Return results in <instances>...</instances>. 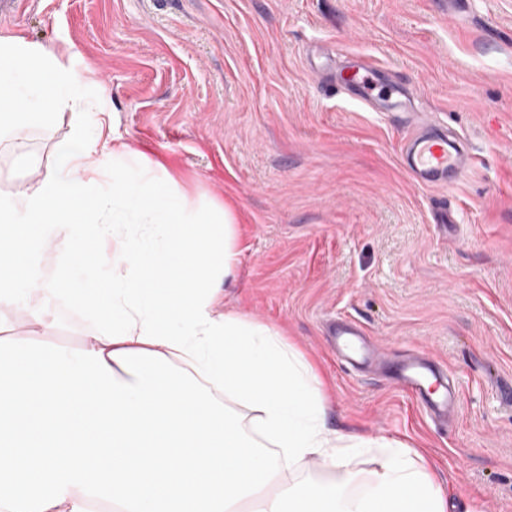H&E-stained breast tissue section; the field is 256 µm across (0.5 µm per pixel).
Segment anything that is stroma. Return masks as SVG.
<instances>
[{
    "mask_svg": "<svg viewBox=\"0 0 512 512\" xmlns=\"http://www.w3.org/2000/svg\"><path fill=\"white\" fill-rule=\"evenodd\" d=\"M52 47L112 114V134L162 161L194 208L230 202L239 262L224 311L281 328L326 382L329 428L424 453L449 512H512V0H29L0 17ZM367 58L422 121L475 162L414 183L391 112L333 92ZM76 118L24 120L51 161ZM0 136V194L33 183ZM452 227L434 223L440 207ZM0 306L17 343L81 350L101 328L63 299ZM346 316L397 361L426 350L461 391L434 423L387 379L345 370L324 323Z\"/></svg>",
    "mask_w": 512,
    "mask_h": 512,
    "instance_id": "stroma-1",
    "label": "stroma"
}]
</instances>
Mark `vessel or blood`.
<instances>
[{"instance_id": "obj_1", "label": "vessel or blood", "mask_w": 512, "mask_h": 512, "mask_svg": "<svg viewBox=\"0 0 512 512\" xmlns=\"http://www.w3.org/2000/svg\"><path fill=\"white\" fill-rule=\"evenodd\" d=\"M380 78L381 70L377 65L358 63L351 66L336 85L367 106L380 103L385 108L403 112L402 161L416 182L428 187L455 183L473 161L465 144L448 137L446 132L418 128L416 119L408 113L409 96L405 86L393 85L387 97L376 99L372 91ZM327 336L329 346L347 363L369 365L381 358L379 349L366 346V333L354 321L341 319L332 322ZM387 375L397 387L439 420L455 415L459 406L458 392L446 371L433 360L413 356L393 362L388 366Z\"/></svg>"}]
</instances>
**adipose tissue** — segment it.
<instances>
[{
  "label": "adipose tissue",
  "mask_w": 512,
  "mask_h": 512,
  "mask_svg": "<svg viewBox=\"0 0 512 512\" xmlns=\"http://www.w3.org/2000/svg\"><path fill=\"white\" fill-rule=\"evenodd\" d=\"M80 86L55 49L0 36L1 102L86 121L0 202V303L50 294L103 326L77 353L0 337V512H447L418 452L329 430L322 384L281 333L220 312L236 215L199 216L162 164L104 134ZM65 224L81 233L42 281L35 254ZM107 241L108 280L84 282ZM355 453L378 469L350 470ZM310 457L325 476L287 480Z\"/></svg>",
  "instance_id": "1"
}]
</instances>
